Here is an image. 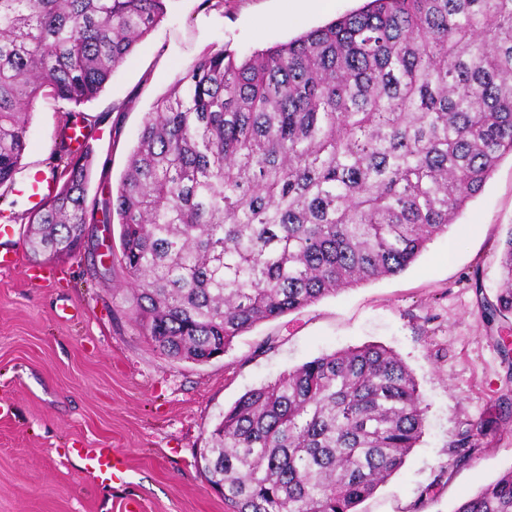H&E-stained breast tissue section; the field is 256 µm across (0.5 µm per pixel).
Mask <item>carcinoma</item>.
I'll use <instances>...</instances> for the list:
<instances>
[{
	"instance_id": "cac0c4a2",
	"label": "carcinoma",
	"mask_w": 512,
	"mask_h": 512,
	"mask_svg": "<svg viewBox=\"0 0 512 512\" xmlns=\"http://www.w3.org/2000/svg\"><path fill=\"white\" fill-rule=\"evenodd\" d=\"M166 0H0V188L41 98H96ZM52 166L34 254L75 252L91 150ZM512 154V0H369L284 44L205 52L157 100L112 198L134 315L207 363L261 322L404 272ZM484 318L512 319V228ZM424 399L392 350L318 356L251 389L203 449L232 512H357L404 465ZM474 448L450 444L448 468ZM453 512H512V468Z\"/></svg>"
}]
</instances>
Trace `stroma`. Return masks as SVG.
Returning <instances> with one entry per match:
<instances>
[{
  "instance_id": "1",
  "label": "stroma",
  "mask_w": 512,
  "mask_h": 512,
  "mask_svg": "<svg viewBox=\"0 0 512 512\" xmlns=\"http://www.w3.org/2000/svg\"><path fill=\"white\" fill-rule=\"evenodd\" d=\"M365 0H331L316 15L294 0H168L167 14L83 106L93 149L88 199L111 198L157 99L206 51L248 55L324 26ZM65 120L39 100L28 120L16 183L59 156ZM512 228V156H505L452 230L405 272L327 296L238 336L205 364L158 351L133 314V283L101 266L95 238L63 258L33 256L17 225L0 247L20 264L0 272V512H227L208 482L201 448L240 396L324 353L377 344L415 377L423 434L402 469L360 512H453L512 468V367L502 349L512 322L490 325L480 296L500 280L499 244ZM482 292H475L474 281ZM469 434L470 461L448 466V446ZM77 448H116L131 470L103 485Z\"/></svg>"
}]
</instances>
